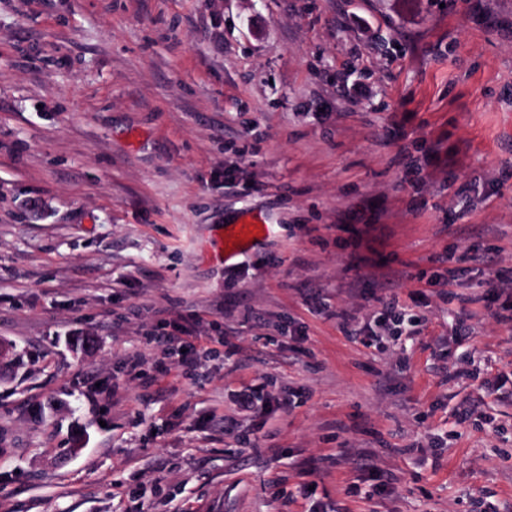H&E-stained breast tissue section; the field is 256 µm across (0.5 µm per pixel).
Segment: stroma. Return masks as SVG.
I'll return each instance as SVG.
<instances>
[{
	"mask_svg": "<svg viewBox=\"0 0 512 512\" xmlns=\"http://www.w3.org/2000/svg\"><path fill=\"white\" fill-rule=\"evenodd\" d=\"M247 210L270 236L218 257ZM490 271L512 0H0V512H305L304 471L327 512H512ZM394 291L420 336L344 334ZM193 314L188 375L149 338Z\"/></svg>",
	"mask_w": 512,
	"mask_h": 512,
	"instance_id": "obj_1",
	"label": "stroma"
}]
</instances>
